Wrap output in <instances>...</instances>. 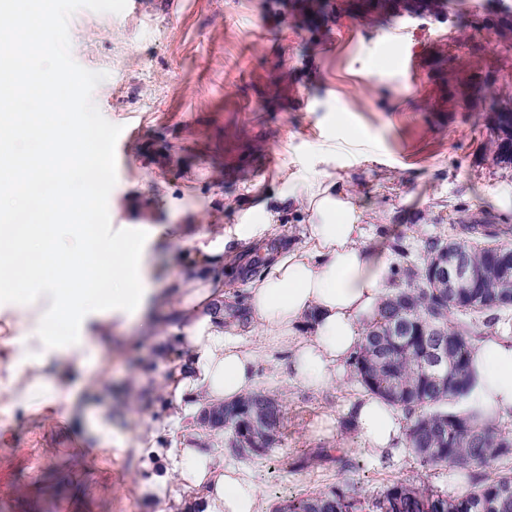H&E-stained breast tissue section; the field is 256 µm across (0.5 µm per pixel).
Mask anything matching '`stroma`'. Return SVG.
Masks as SVG:
<instances>
[{"instance_id":"1","label":"stroma","mask_w":512,"mask_h":512,"mask_svg":"<svg viewBox=\"0 0 512 512\" xmlns=\"http://www.w3.org/2000/svg\"><path fill=\"white\" fill-rule=\"evenodd\" d=\"M128 0L119 14L78 10L71 54L106 73L93 101L132 136L116 162L108 208L114 224H162L180 242L151 243L149 259L169 290L187 285L201 231L233 228L268 203L274 237L230 241L207 275L223 278L224 317L243 320L248 290L268 258L304 243V216L280 195L310 171L340 177L366 210V245L399 262L423 259V243L460 224H511L496 198L512 185L498 162L491 100L512 98V0ZM485 96H466L473 84ZM154 331L119 327L85 367L75 407L48 423L7 425L0 440V512H197L192 495L165 477L192 417L164 393L170 310L155 307ZM286 349L257 366L259 391L278 398L280 442L266 456H238L228 429L200 427L225 463L257 481L267 505L336 486L372 501L393 483L456 495L467 476L422 465L408 448L364 450L350 406L365 393L352 370L315 390L283 367ZM109 417L124 447L102 444L88 419ZM154 439L144 438V431Z\"/></svg>"}]
</instances>
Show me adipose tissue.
<instances>
[{"label":"adipose tissue","instance_id":"obj_1","mask_svg":"<svg viewBox=\"0 0 512 512\" xmlns=\"http://www.w3.org/2000/svg\"><path fill=\"white\" fill-rule=\"evenodd\" d=\"M8 24L0 33L34 51L43 43L41 14L50 0H8ZM50 84L36 77L17 82L0 74V138L21 135L22 150L0 157V303L14 305L0 336V412L8 419L31 414L57 417L73 403L54 373L61 366L82 369L92 344L110 340L116 321L147 317L155 294L147 286L155 271L147 255L157 236L151 224H124L110 242L86 240L53 224L61 194L48 181L73 178L79 164L74 144L49 140L42 120ZM288 199L305 215L304 244L283 249L250 288L248 326L224 321V282L191 277L174 297L177 319L170 326L179 346L169 357L173 380L166 393L175 407L200 412L231 403L254 390L262 349L243 343V332L263 336L266 345L290 351L286 369L313 389L341 380L350 356L378 317L391 290L385 251L364 244L365 209L337 181L316 171ZM470 405L486 417L512 415V333L497 329L470 348ZM353 419L365 449L378 453L401 442L403 413L373 397L358 399ZM186 489L196 491L204 512H264L260 486L217 453L183 445L174 464Z\"/></svg>","mask_w":512,"mask_h":512}]
</instances>
